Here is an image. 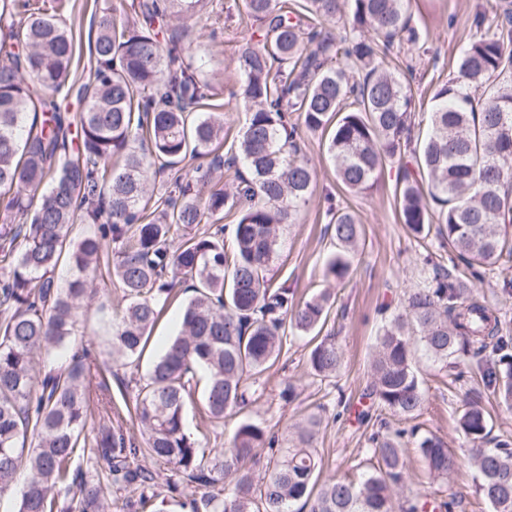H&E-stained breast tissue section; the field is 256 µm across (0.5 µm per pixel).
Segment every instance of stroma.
<instances>
[{
  "label": "stroma",
  "mask_w": 512,
  "mask_h": 512,
  "mask_svg": "<svg viewBox=\"0 0 512 512\" xmlns=\"http://www.w3.org/2000/svg\"><path fill=\"white\" fill-rule=\"evenodd\" d=\"M113 0H70L71 10L62 13L63 25L71 28L77 50L73 78L86 81L91 62L88 35L92 18L100 16ZM500 0H410L409 14L413 26L422 34L423 49L410 47L393 51L397 77L410 87L418 119H427L436 89L449 74L455 73L463 47L470 35V19L483 12L485 23L495 26L499 19ZM234 0H214L198 24L190 26L184 40L195 59L203 63V74L217 89V100L224 105V141L232 143L241 134L245 112L236 95L238 90L237 56L254 32L249 20L240 16ZM300 146L315 168L313 196L297 214L294 223L285 225L279 239L272 274L276 283L287 284L296 301H304L320 292H329L332 305L325 330L335 331L344 351L338 377L323 379L311 374L307 358L314 342L308 335H289L279 361L259 380L257 399L239 416L224 423L205 420L200 402L186 409V426L191 433H205L210 447L221 448L231 439L239 419H247L275 431H284L309 414H317L321 425L314 446L321 459L320 479L352 473L354 465L363 461L370 445L373 426L358 423L356 413L363 405L362 396L369 385L370 360L378 331L375 311L388 304L399 306L405 289L413 287L428 273L422 258L437 252L438 238L413 237L399 220L395 197L396 170L387 167L376 188L364 195L344 190L336 179L322 132L300 129ZM338 204L353 212L361 224L359 249L351 262L349 276L336 282L326 274L325 263L335 246L328 227L326 209ZM106 300L105 309L97 305L82 307L80 330L96 350L110 349L112 323L118 320L127 302L121 289L107 273H99L95 282ZM181 300H174L152 330L144 353L135 366H116L107 372L109 395H94L92 421H107L108 403L124 408L125 427L133 437H140L135 419V389L131 378L144 377L150 362L181 327ZM415 365L423 381L425 403L414 418L420 433L441 436L457 458L450 480L429 475L413 444H406L407 486L430 494L436 499L455 494L454 512H488L485 502L476 494L474 474L467 462L464 439L456 428L460 400L473 387L470 374L450 382L440 364L424 351H416ZM293 386L292 398L282 391Z\"/></svg>",
  "instance_id": "stroma-1"
}]
</instances>
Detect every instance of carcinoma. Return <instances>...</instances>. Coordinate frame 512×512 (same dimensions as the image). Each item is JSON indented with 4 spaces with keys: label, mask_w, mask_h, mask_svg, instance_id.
Listing matches in <instances>:
<instances>
[{
    "label": "carcinoma",
    "mask_w": 512,
    "mask_h": 512,
    "mask_svg": "<svg viewBox=\"0 0 512 512\" xmlns=\"http://www.w3.org/2000/svg\"><path fill=\"white\" fill-rule=\"evenodd\" d=\"M205 6L139 0L131 20L99 16L91 74L77 86L74 36L59 21L68 0H0V492L22 482L17 512H161L147 460L170 467L168 491L200 490L183 512H453L452 497L438 504L404 494L401 445L413 439L438 478L453 473L455 455L440 437L393 429L382 415L406 420L423 408L417 343L444 368L476 369L484 390L512 408V336L473 294L503 258L512 262V9L493 28L474 14L457 75L434 94L423 135L410 90L385 67L395 43L419 44L407 0H347L346 13L341 0H303L294 18L280 0H240L263 35L238 60L246 118L224 157V105L213 103L214 86L183 38L164 37L168 21L186 26ZM346 14L337 35L322 27ZM290 112L329 133L327 155L351 192L372 191L397 161L401 222L415 237L437 225L448 252V264H433L429 280L404 292L401 309H379L370 404L357 414L379 423L366 449L375 464L357 481L318 480L314 418L283 450L278 433L254 422H241L222 448H205L186 430L196 370L207 375L203 414L221 424L248 405L286 330L311 333L326 322L330 294L297 304L290 288L273 287L278 226L309 203L315 177ZM223 166L234 169L228 190L211 183ZM167 172L169 187L155 193L151 182ZM226 209L238 214L230 252L218 224ZM327 215L336 242L327 272L341 281L360 228L343 208ZM77 224L85 230L74 232ZM200 224L211 228L192 232ZM63 258L72 278L62 285L55 270ZM103 265L128 300L112 332L115 365L141 356L179 288L192 292L179 334L137 389L140 443L116 406L113 422L86 435L92 372L107 363L82 341L64 365L53 355L77 335ZM342 360L330 331L308 367L334 378ZM482 398L466 394L458 429L476 494L491 512H512V439L486 446ZM80 455L105 466L107 483L87 478L74 464ZM128 488L137 501L118 496ZM63 490L72 496L60 498Z\"/></svg>",
    "instance_id": "carcinoma-1"
}]
</instances>
